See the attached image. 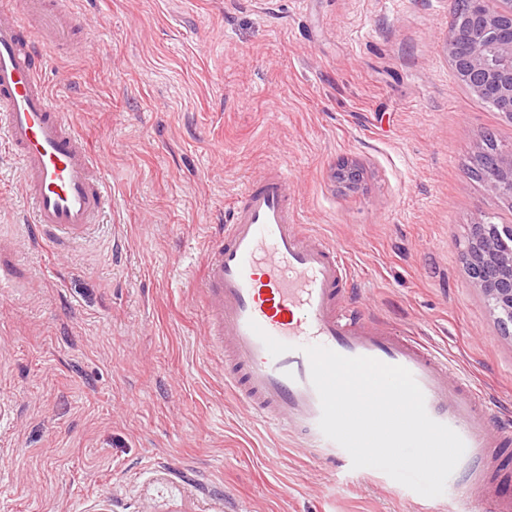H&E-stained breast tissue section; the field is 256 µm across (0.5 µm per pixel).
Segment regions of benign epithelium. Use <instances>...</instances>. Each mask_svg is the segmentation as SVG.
<instances>
[{
	"mask_svg": "<svg viewBox=\"0 0 512 512\" xmlns=\"http://www.w3.org/2000/svg\"><path fill=\"white\" fill-rule=\"evenodd\" d=\"M469 24L478 44L460 52L453 32H448V58L461 62L463 78L476 94L495 96L503 115L512 120V0H472ZM336 181L351 189L360 184L362 169L349 162L338 165ZM484 185L494 196H512V150L498 153ZM512 237V227L499 228L482 222L472 225L466 250L467 264L487 301L512 320V252H503L499 242Z\"/></svg>",
	"mask_w": 512,
	"mask_h": 512,
	"instance_id": "1",
	"label": "benign epithelium"
}]
</instances>
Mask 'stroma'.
<instances>
[{
  "label": "stroma",
  "mask_w": 512,
  "mask_h": 512,
  "mask_svg": "<svg viewBox=\"0 0 512 512\" xmlns=\"http://www.w3.org/2000/svg\"><path fill=\"white\" fill-rule=\"evenodd\" d=\"M451 0H64L86 27L46 73L115 197L86 242L32 236L0 142V512H467L262 427L224 385L198 283L237 192L287 169L355 300L512 414L502 335L462 256L512 198L468 172L512 121L456 78ZM343 159L359 189L333 176Z\"/></svg>",
  "instance_id": "stroma-1"
}]
</instances>
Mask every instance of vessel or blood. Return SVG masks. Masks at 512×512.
<instances>
[{"label":"vessel or blood","mask_w":512,"mask_h":512,"mask_svg":"<svg viewBox=\"0 0 512 512\" xmlns=\"http://www.w3.org/2000/svg\"><path fill=\"white\" fill-rule=\"evenodd\" d=\"M83 28L62 0L0 7V138L21 161L35 233L62 246L83 239L112 205L105 164L75 132L43 74L46 47L68 45ZM336 243L299 224L286 169L267 170L241 189L231 217L208 246L200 292L210 345L231 349L224 383L266 427L303 429L319 447L342 448L319 428L321 404L307 346L367 356L408 369L428 415L452 428L465 453L451 475L475 512H512V497L486 499L484 467L512 447L482 391L446 358L364 313Z\"/></svg>","instance_id":"vessel-or-blood-1"}]
</instances>
